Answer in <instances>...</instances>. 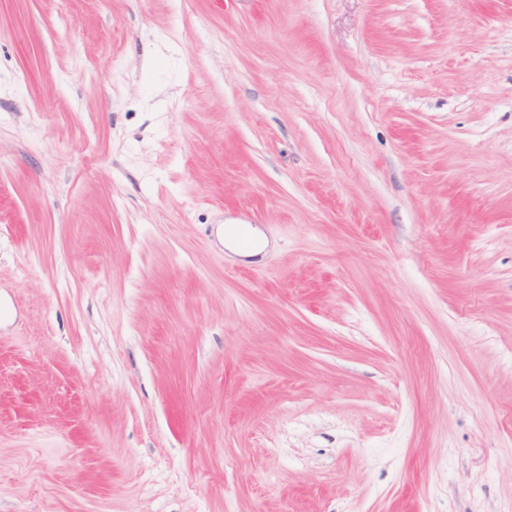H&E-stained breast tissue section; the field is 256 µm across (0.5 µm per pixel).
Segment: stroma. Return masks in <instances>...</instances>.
<instances>
[{
    "instance_id": "1",
    "label": "stroma",
    "mask_w": 512,
    "mask_h": 512,
    "mask_svg": "<svg viewBox=\"0 0 512 512\" xmlns=\"http://www.w3.org/2000/svg\"><path fill=\"white\" fill-rule=\"evenodd\" d=\"M0 512H512V0H0Z\"/></svg>"
}]
</instances>
